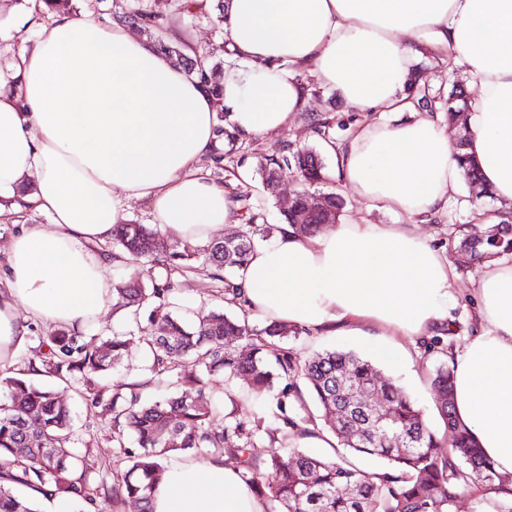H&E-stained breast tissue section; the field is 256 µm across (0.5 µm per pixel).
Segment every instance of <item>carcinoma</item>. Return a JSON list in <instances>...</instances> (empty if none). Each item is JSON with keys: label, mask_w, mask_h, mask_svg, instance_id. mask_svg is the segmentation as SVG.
Masks as SVG:
<instances>
[{"label": "carcinoma", "mask_w": 512, "mask_h": 512, "mask_svg": "<svg viewBox=\"0 0 512 512\" xmlns=\"http://www.w3.org/2000/svg\"><path fill=\"white\" fill-rule=\"evenodd\" d=\"M167 12L156 9L158 0H135L129 11L114 19L143 30L168 58L195 73L213 97L218 118H223V62L197 69L198 57L184 54L165 38L167 15L189 11L183 0H165ZM463 91L448 97V121L465 110ZM285 169L296 171L301 190L325 179L324 165L311 149L291 156L271 157L260 165L268 192ZM324 210L299 224L293 208L286 224L298 232L316 233L334 224L343 201L334 194L323 197ZM248 218L242 234L215 240L197 251L170 253L163 237L143 224H116L113 257H127L134 272L112 283V312L126 316L128 334H138L143 358L152 376L143 383H124L106 397L99 381L124 358L127 339L82 336L56 328L39 337L42 347L28 366L14 373H0V457L10 466L0 470V512H39L38 502L20 490L54 488V495L72 512L101 509L112 512L129 500L150 512L153 486L167 469V459L188 451L214 457L230 455L242 466L241 478L264 503L265 512H455L459 498L472 499L475 512L486 501L496 512H512V481L504 479L485 460L469 433L453 417V369L448 362L436 369L432 385L442 431L433 429L417 402L389 379L377 375L375 364L352 350H325L305 358L289 342L310 334L305 327L275 321L257 328L241 297L238 279L255 247L273 231ZM459 249L470 259L512 255V226L492 224L482 240L458 236ZM197 263L224 283L225 308L191 320L168 310L173 294L170 284L152 278L158 266ZM447 329L417 342L424 353L448 357L453 336ZM222 373L228 382L243 380L254 399L275 403L277 416L266 422L261 414L240 421L235 415L238 393L232 386L205 404L197 403L208 377ZM79 381L91 394V406L112 415V447L129 461L112 475V483L91 488L73 443L71 410L65 385ZM378 393V406L386 421L359 400L361 392ZM321 410L323 423L308 410V401ZM390 437L383 442L380 431ZM330 434L336 441L333 455L318 456L290 443L294 435ZM134 435L137 448L125 446ZM282 448L264 462L252 454L261 438ZM443 448L438 455L435 449ZM374 457L386 466L369 470L350 461L347 454Z\"/></svg>", "instance_id": "1"}]
</instances>
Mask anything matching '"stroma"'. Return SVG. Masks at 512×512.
<instances>
[{"instance_id":"stroma-1","label":"stroma","mask_w":512,"mask_h":512,"mask_svg":"<svg viewBox=\"0 0 512 512\" xmlns=\"http://www.w3.org/2000/svg\"><path fill=\"white\" fill-rule=\"evenodd\" d=\"M174 37L188 42L195 49L223 58L225 72L238 70L239 64L228 49V43L219 32L211 14L177 17L173 20ZM421 77L415 87L417 95L426 97L428 104L420 108L423 116L444 113L448 110V94L453 85L473 87L474 78L466 67L449 60L446 53L430 44H423L415 61ZM299 78L305 86L304 110L297 113L287 127L278 131L248 137H239L235 144H222L224 163L215 167L211 158H203L202 165L211 177L224 186L231 200L241 208L257 212L261 224H279L283 221L284 204L298 187L294 174L284 175L279 194L266 196L257 165L263 157L276 149L296 150L308 146L320 154L327 172L323 184L314 186L317 195L334 193L342 197V220L372 224H403L407 218L391 213L382 206L360 199L343 185L336 168L334 152L345 147L358 126L392 120L389 112L362 110L344 100L335 88L325 85L310 70H302ZM316 113L326 123L325 134L311 128L307 115ZM499 205L493 198L475 197L469 185H461L447 205L433 215L429 222L418 225V233L445 257L454 271V286L448 299V321L456 332L457 346H464L474 333L472 320L476 296L473 288L479 277L476 265L463 261L454 249L451 232L464 226L468 233H482V225L473 221L476 211H496ZM153 275L158 283L171 284L176 290L173 309L190 317L205 315L222 303L218 282L200 268H155ZM407 356L400 370H389L393 378L407 393L421 404L427 421L440 427L441 420L435 407L431 380L439 364L437 355L426 356L413 342H406ZM74 425V446L81 452V464L87 471L91 484H98L107 470L118 465L112 448V429L108 418L95 413L87 404L80 383H72L66 390Z\"/></svg>"}]
</instances>
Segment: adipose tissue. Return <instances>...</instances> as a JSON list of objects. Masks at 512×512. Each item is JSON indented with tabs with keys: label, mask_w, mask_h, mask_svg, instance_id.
Instances as JSON below:
<instances>
[{
	"label": "adipose tissue",
	"mask_w": 512,
	"mask_h": 512,
	"mask_svg": "<svg viewBox=\"0 0 512 512\" xmlns=\"http://www.w3.org/2000/svg\"><path fill=\"white\" fill-rule=\"evenodd\" d=\"M229 49L242 72L224 79L229 130L287 126L304 91L291 73L313 65L352 105L400 114L361 126L339 154L360 198L404 224L342 222L306 235L286 229L256 246L241 279L249 308L269 319L370 339L401 366L399 336L445 327L452 269L410 220L447 204L465 179L445 126L414 119L408 89L416 43L432 36L467 65V152L501 207L512 210V0H228ZM24 32L0 56V223L24 210L0 273V369L14 366L27 320L84 331L112 303L98 246L130 202L150 206L166 237L204 243L238 221L224 186L200 165L216 113L187 75L123 25L0 0V28ZM477 331L454 356L457 421L498 472L512 475V265L482 261ZM151 512H265L241 469L216 457L169 466Z\"/></svg>",
	"instance_id": "1"
}]
</instances>
